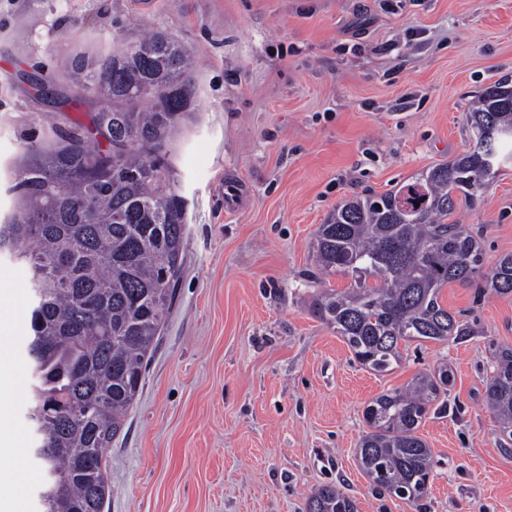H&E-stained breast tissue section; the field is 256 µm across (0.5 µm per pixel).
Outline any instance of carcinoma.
I'll return each mask as SVG.
<instances>
[{"instance_id": "obj_1", "label": "carcinoma", "mask_w": 512, "mask_h": 512, "mask_svg": "<svg viewBox=\"0 0 512 512\" xmlns=\"http://www.w3.org/2000/svg\"><path fill=\"white\" fill-rule=\"evenodd\" d=\"M58 71L95 95L93 112L87 123L66 119L75 136L54 123L25 143L11 167L17 206L0 220V237L30 273L28 419L47 448L48 512H104L103 452L139 395L183 264L185 203L169 155L194 114L193 62L180 41L153 30L120 55H61ZM468 123L486 146L381 195L347 199L317 229V267L350 285L323 293L312 313L376 374L393 371L412 342L471 335L441 303L448 285L512 294V254L486 273L474 235L448 223L458 201L475 202L497 174L489 153L512 156L511 78L478 96ZM46 261L57 271L40 276ZM448 377L446 367L420 373L366 406L355 453L375 490L409 503L425 496L432 450L418 429ZM485 402L511 441V346L495 350ZM307 510L358 512L335 485L314 490Z\"/></svg>"}]
</instances>
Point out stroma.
Instances as JSON below:
<instances>
[{"label":"stroma","instance_id":"stroma-1","mask_svg":"<svg viewBox=\"0 0 512 512\" xmlns=\"http://www.w3.org/2000/svg\"><path fill=\"white\" fill-rule=\"evenodd\" d=\"M196 56L195 115L171 148L187 200L184 260L142 389L104 451L105 512H306L334 484L359 512H512V444L484 399L494 348L512 346V294L443 288L472 335L411 343L395 370L361 366L313 316L341 274L314 264L336 205L409 183L471 145L467 114L512 78V0H0V218L17 201L10 164L60 111L86 120L56 70L147 29ZM53 83L34 97L19 79ZM451 222L481 242L483 268L512 253V167ZM447 366L442 414L419 433L433 479L416 503L372 490L355 448L363 411ZM28 387L7 406L25 438V512H39Z\"/></svg>","mask_w":512,"mask_h":512}]
</instances>
